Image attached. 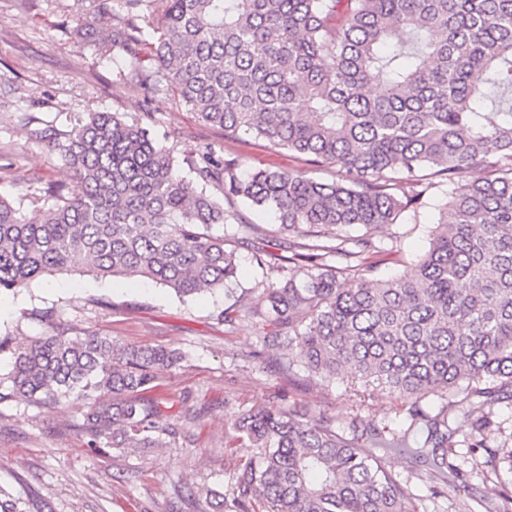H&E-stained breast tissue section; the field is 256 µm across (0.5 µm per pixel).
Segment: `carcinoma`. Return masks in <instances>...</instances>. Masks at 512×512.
Masks as SVG:
<instances>
[{
	"label": "carcinoma",
	"mask_w": 512,
	"mask_h": 512,
	"mask_svg": "<svg viewBox=\"0 0 512 512\" xmlns=\"http://www.w3.org/2000/svg\"><path fill=\"white\" fill-rule=\"evenodd\" d=\"M93 20L104 29L93 59L112 63L144 112H90L68 130L19 116L73 183L28 185L33 217L0 195V296L81 270L189 297L236 280V247L250 249L262 305L224 308L228 330L262 326V349L287 352L282 368L298 361L327 383L346 375L364 386L351 388L359 401L384 388L410 424L387 438L302 406L261 408L233 424L251 453L231 500L190 489L187 508L203 495L215 512H416L387 459L426 465L441 494L461 477L451 397L512 401V0H102ZM172 89L225 138L254 137L336 177L242 173L211 146L178 163L143 122ZM477 169L485 177L469 180ZM438 193L427 251L376 277L369 259L401 239L375 232ZM241 204L279 224L251 223ZM277 237L286 245L273 253ZM13 351V392L84 401L90 451L164 448L174 436L147 393L181 353L65 329ZM430 396L442 400L433 417ZM473 430L465 444L486 450L485 472L512 474V434L490 447L501 432L490 411ZM47 508L0 498V512Z\"/></svg>",
	"instance_id": "obj_1"
}]
</instances>
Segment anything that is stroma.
<instances>
[{
	"mask_svg": "<svg viewBox=\"0 0 512 512\" xmlns=\"http://www.w3.org/2000/svg\"><path fill=\"white\" fill-rule=\"evenodd\" d=\"M96 0H26L16 8L0 0V155L12 165L0 169V194L20 202L29 177L40 183L71 182L60 156L26 140L16 113L30 99L43 103L37 117L69 129L88 112H126L139 116L141 98L116 78L110 67L93 65L87 50L93 33L76 36L66 26L76 12L94 13ZM151 128L176 158L195 156L206 145L240 161L242 169L278 168L300 173L309 167L300 155L274 151L248 137L225 139L200 122L174 99L156 111ZM437 207L403 213L395 232L402 237L396 256L376 257L377 273H401L428 246ZM239 285L197 297H179L156 284L123 278L98 279L80 272L43 277L21 291L0 297V336L16 341L56 334L63 320L72 336L93 330L128 347H164L180 351V366L166 372L153 392L163 422L176 432L165 448L144 453L110 451L91 454L78 430L80 405L74 400L37 405L11 395V349L0 350V491L23 500L47 499L52 512H178L181 495L202 485L226 494L232 476L248 456L232 427L240 416L263 405L303 406L337 423L358 418L365 428L400 431L408 426L399 399L388 395L358 404L347 382L323 384L306 371L282 370L274 353H261V331L244 321L227 332L220 317L242 290L258 301L252 286L261 271L247 249H239ZM55 320H48V313ZM207 406L201 418L193 411ZM477 415L474 404L459 405L451 416L455 462L464 477L456 487L431 497L425 469L390 458L389 469L408 489L418 512H486L484 499L494 498L499 482L485 478L464 444Z\"/></svg>",
	"mask_w": 512,
	"mask_h": 512,
	"instance_id": "35a3bbf8",
	"label": "stroma"
}]
</instances>
